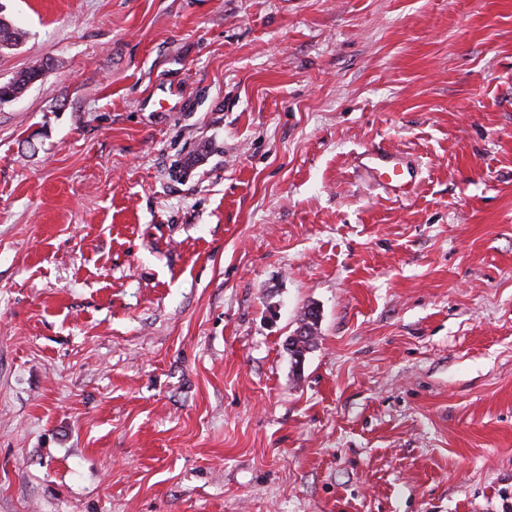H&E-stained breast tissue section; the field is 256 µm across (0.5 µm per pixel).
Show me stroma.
<instances>
[{"label": "stroma", "mask_w": 512, "mask_h": 512, "mask_svg": "<svg viewBox=\"0 0 512 512\" xmlns=\"http://www.w3.org/2000/svg\"><path fill=\"white\" fill-rule=\"evenodd\" d=\"M0 15V512H512V0ZM43 65L29 67L17 72L9 81L0 84V101L2 95L11 97L20 95L30 84H33L42 75ZM363 164L371 169L387 186L401 193L415 180V169L410 161L399 152L367 150ZM313 314V310H306L303 313L301 323L302 326L300 329H302L304 325L309 326V331H305L304 335H301L298 341L292 340V342H289L288 337V347L286 349L288 350L290 356L294 360L295 367L300 368L301 363L303 360V357L305 353L313 346L314 340H315V331L317 330L316 326L318 322H307L308 316Z\"/></svg>", "instance_id": "obj_1"}]
</instances>
